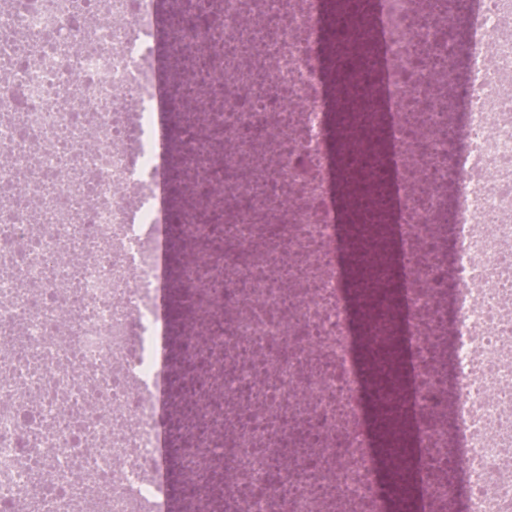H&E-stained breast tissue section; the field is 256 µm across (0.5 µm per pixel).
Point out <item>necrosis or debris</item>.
<instances>
[{
  "label": "necrosis or debris",
  "instance_id": "necrosis-or-debris-1",
  "mask_svg": "<svg viewBox=\"0 0 512 512\" xmlns=\"http://www.w3.org/2000/svg\"><path fill=\"white\" fill-rule=\"evenodd\" d=\"M333 2L0 0V512H169L176 478L193 512H383L340 185L414 257L381 394L419 512H512V0H374L352 65Z\"/></svg>",
  "mask_w": 512,
  "mask_h": 512
}]
</instances>
